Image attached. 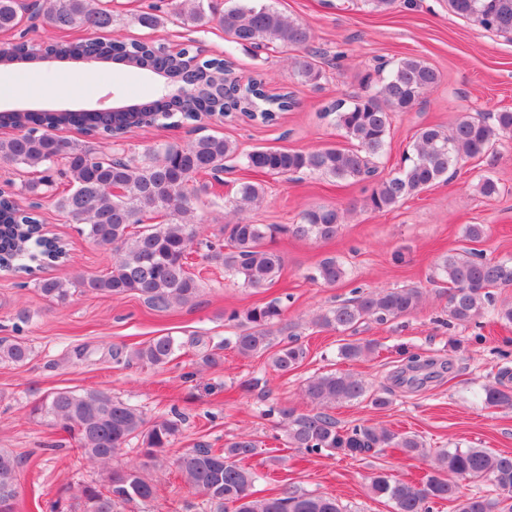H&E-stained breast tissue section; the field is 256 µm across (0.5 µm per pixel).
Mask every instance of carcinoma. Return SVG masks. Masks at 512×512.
Segmentation results:
<instances>
[{
    "label": "carcinoma",
    "instance_id": "1",
    "mask_svg": "<svg viewBox=\"0 0 512 512\" xmlns=\"http://www.w3.org/2000/svg\"><path fill=\"white\" fill-rule=\"evenodd\" d=\"M450 10L486 31L512 35V0H448ZM174 9L184 21L206 26L216 23L229 42L245 49L292 51L289 57L294 76L302 84L318 85L322 51L312 47L309 27L274 7L266 0H236L217 13L204 0H179ZM18 0H0V33L9 34L20 23ZM43 22L56 35L41 40L44 48L31 44L0 43V65L40 62L47 59L111 60L149 69L168 80L167 94L132 107L98 111L15 110L0 114L1 124H10L18 134L0 140V161L39 174V179L22 185L38 194L60 178L66 189L54 199V207L79 230L100 246L112 250V270L104 275L56 278L38 281L37 288L52 303L62 304L80 290L107 296L136 294L152 309L167 310L187 305L197 298L200 284L190 272L188 256L196 245L205 244V258L224 266L247 288H266L276 283L283 271V258L270 246L281 232L297 238L331 240L344 222V211L334 205H317L304 210L300 222L287 227L236 221L224 225V240H199L200 227L193 215L188 192L201 175L226 170L225 162L236 157V146L219 136L160 143L141 155L112 157L96 153L87 142L59 137L55 130L73 126L106 140L131 127L157 123L174 127L193 124L202 118L243 115L263 124L274 123L279 114L295 104L292 93H271L264 78H252L235 90L224 88L225 76L233 74L230 62L206 58L190 46L173 54L160 45L121 38L66 40L62 33L112 28V11L100 0H39ZM440 81L439 72L417 57H404L386 73L360 78L362 92L339 99L323 108L332 117L351 148L327 146L309 151L260 148L249 152L244 166L267 175L294 173L321 175L342 182H360L377 177V162L385 155L392 114L407 112ZM512 138V111L461 113L448 129L425 126L418 129L397 171L377 177L366 205L386 211L433 185L448 180V173L465 160L486 154L497 142ZM478 193L493 198L499 183L488 175L478 176ZM263 188L243 181L234 195L224 200L228 212L237 214L257 205ZM160 216L163 221L147 224ZM43 259L55 263L68 258L65 244L43 233L38 216L20 210L0 196V268L31 271L26 261ZM438 276L448 284V324L467 325L489 313L496 321L512 323V302H495L492 290L512 287V260H496L476 249L449 254L437 267ZM346 277V268L334 257L321 260L310 279L335 285ZM423 292L416 287L354 290L348 300L320 313L313 324L338 333H354L373 321L379 324L417 312ZM284 308L274 300L229 319L238 322V332L228 343L244 357L267 352L272 345V327L282 321ZM184 347L178 337L162 334L131 350L117 348L112 359L156 367L169 364ZM375 350L370 341L351 340L338 348L340 358L360 361ZM30 348L20 339L0 338V362L22 365ZM306 357L302 345L291 337L281 341L270 356L271 366L282 373L298 368ZM432 366L419 354L408 357L403 370L420 372ZM305 397L328 407L365 397L384 408L389 392L371 393L360 377L329 373L306 380ZM488 408L512 409V389L498 382L484 387ZM30 414L63 432L75 442L79 464L105 465L131 441L141 442V460L110 473L105 482H86L73 498L80 512H119L123 503L146 502L155 495V485L146 471L160 465L174 444L183 424L182 414L147 420L137 406L118 400L101 390L77 392L67 388L48 392L35 400ZM286 430L288 444L308 455L341 451L347 455L368 453L375 448H398L405 455L429 453L418 436L399 433L385 426L354 424L339 427L324 412L299 413L286 406L271 405ZM255 441L242 432L215 450L206 442L180 453L177 469L185 483L207 498L210 512H345L332 496L299 493L283 488L267 496L256 495L261 479L244 461L254 454ZM21 457L0 449V504L18 505L17 471ZM486 481L496 491L494 500L483 496H459V481ZM368 491L386 499L392 512H433V505L451 498L457 512H512V454L486 448H440L434 452L431 470L421 480L406 481L385 473L370 478Z\"/></svg>",
    "mask_w": 512,
    "mask_h": 512
}]
</instances>
